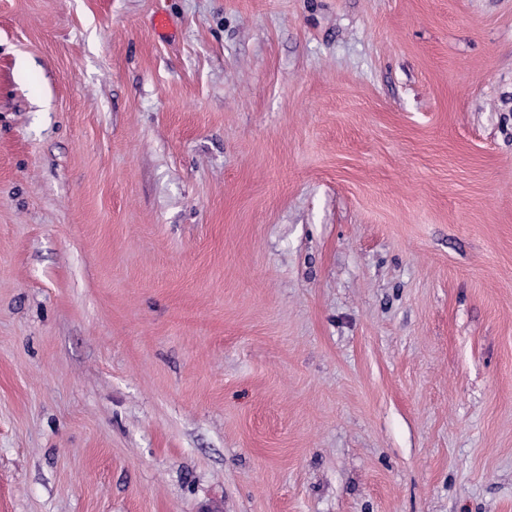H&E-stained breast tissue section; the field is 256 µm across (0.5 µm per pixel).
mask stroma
<instances>
[{
    "instance_id": "35a3bbf8",
    "label": "stroma",
    "mask_w": 512,
    "mask_h": 512,
    "mask_svg": "<svg viewBox=\"0 0 512 512\" xmlns=\"http://www.w3.org/2000/svg\"><path fill=\"white\" fill-rule=\"evenodd\" d=\"M0 512H512V0H0Z\"/></svg>"
}]
</instances>
